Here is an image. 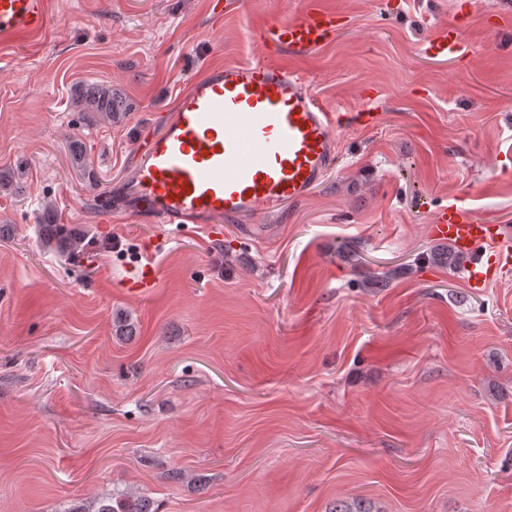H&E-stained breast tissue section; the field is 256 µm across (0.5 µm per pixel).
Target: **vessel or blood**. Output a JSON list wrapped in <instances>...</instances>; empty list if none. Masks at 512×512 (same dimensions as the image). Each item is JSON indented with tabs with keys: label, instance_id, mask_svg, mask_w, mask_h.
Listing matches in <instances>:
<instances>
[{
	"label": "vessel or blood",
	"instance_id": "vessel-or-blood-1",
	"mask_svg": "<svg viewBox=\"0 0 512 512\" xmlns=\"http://www.w3.org/2000/svg\"><path fill=\"white\" fill-rule=\"evenodd\" d=\"M47 0H0V40L43 35ZM335 12L305 0L296 16L268 21L265 51L250 63L212 66L176 98L173 112L136 147L131 178L102 223L121 212L146 213L161 224H211L228 216L248 220L305 199L337 160L341 129L375 122L374 112H335L311 91L306 75L278 54L329 44ZM427 49L455 59L472 46L459 28L437 23ZM469 263L470 285L486 286L512 250L501 225L451 205L429 226Z\"/></svg>",
	"mask_w": 512,
	"mask_h": 512
}]
</instances>
